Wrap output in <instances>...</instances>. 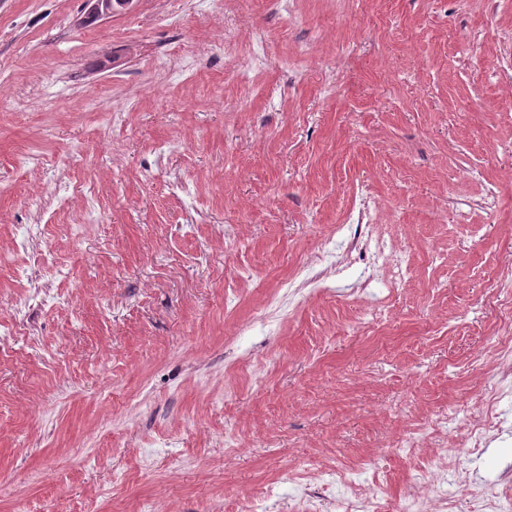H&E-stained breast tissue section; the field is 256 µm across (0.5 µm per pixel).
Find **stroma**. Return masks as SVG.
Segmentation results:
<instances>
[{
  "label": "stroma",
  "mask_w": 512,
  "mask_h": 512,
  "mask_svg": "<svg viewBox=\"0 0 512 512\" xmlns=\"http://www.w3.org/2000/svg\"><path fill=\"white\" fill-rule=\"evenodd\" d=\"M85 12L0 0V252L35 224L53 261L0 269V512H236L320 467L398 503L430 461L403 435L493 384L508 332L512 0ZM501 411L486 448L448 435L481 483L512 473Z\"/></svg>",
  "instance_id": "obj_1"
}]
</instances>
